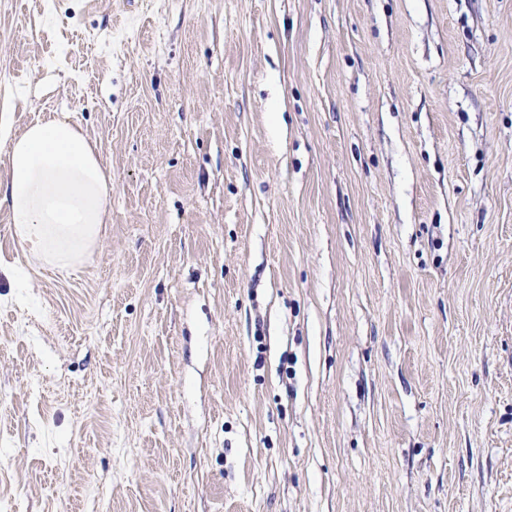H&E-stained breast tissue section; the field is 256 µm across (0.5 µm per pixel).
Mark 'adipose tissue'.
<instances>
[{
    "mask_svg": "<svg viewBox=\"0 0 512 512\" xmlns=\"http://www.w3.org/2000/svg\"><path fill=\"white\" fill-rule=\"evenodd\" d=\"M7 163L0 207L14 236L45 264L79 263L108 223L112 182L95 145L67 119L53 116L13 130L0 116Z\"/></svg>",
    "mask_w": 512,
    "mask_h": 512,
    "instance_id": "ef3b65f1",
    "label": "adipose tissue"
}]
</instances>
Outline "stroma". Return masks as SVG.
<instances>
[{"mask_svg":"<svg viewBox=\"0 0 512 512\" xmlns=\"http://www.w3.org/2000/svg\"><path fill=\"white\" fill-rule=\"evenodd\" d=\"M112 173L0 208V512H512V0H0V113ZM7 163L0 207L14 236L45 264H77L109 223L112 182L96 145L67 119L51 116L13 131L0 115Z\"/></svg>","mask_w":512,"mask_h":512,"instance_id":"obj_1","label":"stroma"}]
</instances>
